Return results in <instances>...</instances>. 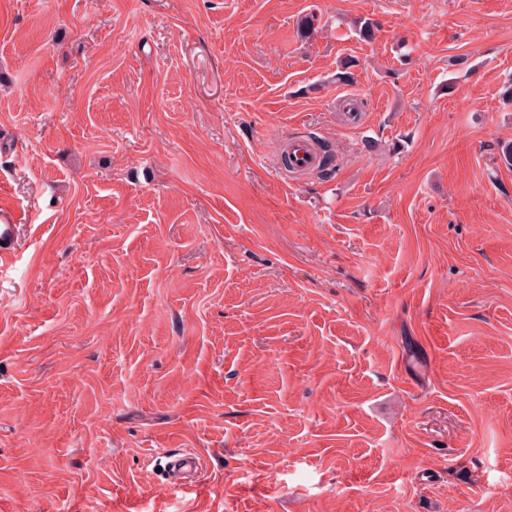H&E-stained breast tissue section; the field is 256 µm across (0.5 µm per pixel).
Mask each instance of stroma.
I'll return each instance as SVG.
<instances>
[{
  "mask_svg": "<svg viewBox=\"0 0 512 512\" xmlns=\"http://www.w3.org/2000/svg\"><path fill=\"white\" fill-rule=\"evenodd\" d=\"M510 81L512 0H0V512H512ZM288 150V170L305 172L313 169L315 158V146L306 139L295 137L282 143L281 151ZM17 210L3 198L0 203V269L14 256L21 228ZM162 453L170 461L168 481L177 486L193 485L198 482L199 474L203 468L202 459L195 453L182 450L173 454L176 449L161 448Z\"/></svg>",
  "mask_w": 512,
  "mask_h": 512,
  "instance_id": "obj_1",
  "label": "stroma"
}]
</instances>
